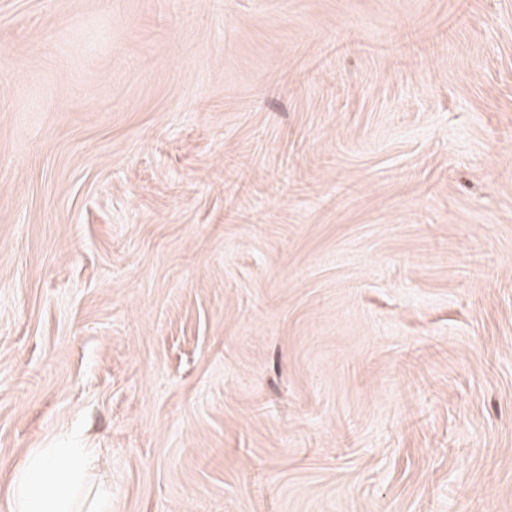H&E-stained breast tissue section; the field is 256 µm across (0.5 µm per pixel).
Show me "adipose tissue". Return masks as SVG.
Listing matches in <instances>:
<instances>
[{"instance_id":"adipose-tissue-1","label":"adipose tissue","mask_w":512,"mask_h":512,"mask_svg":"<svg viewBox=\"0 0 512 512\" xmlns=\"http://www.w3.org/2000/svg\"><path fill=\"white\" fill-rule=\"evenodd\" d=\"M90 448H40L27 455L7 487L10 512H73L71 492L94 468Z\"/></svg>"}]
</instances>
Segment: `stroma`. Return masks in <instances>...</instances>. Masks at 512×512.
Masks as SVG:
<instances>
[{
    "label": "stroma",
    "instance_id": "stroma-1",
    "mask_svg": "<svg viewBox=\"0 0 512 512\" xmlns=\"http://www.w3.org/2000/svg\"><path fill=\"white\" fill-rule=\"evenodd\" d=\"M512 512V0H0V512ZM65 460L68 465H57ZM92 448H38L27 455L7 487L10 512H73L71 492L94 468Z\"/></svg>",
    "mask_w": 512,
    "mask_h": 512
}]
</instances>
